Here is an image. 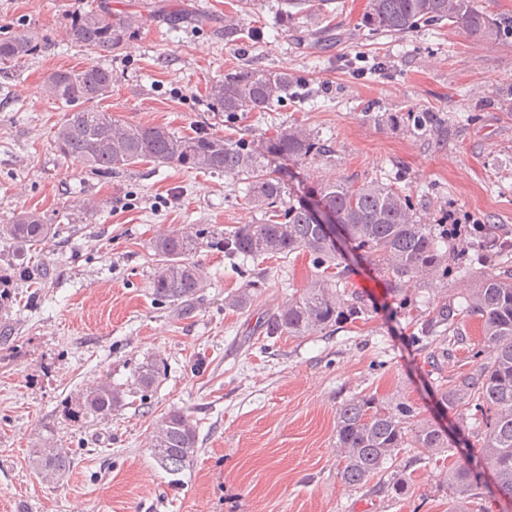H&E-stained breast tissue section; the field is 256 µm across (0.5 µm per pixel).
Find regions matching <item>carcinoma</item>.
<instances>
[{"instance_id":"carcinoma-1","label":"carcinoma","mask_w":512,"mask_h":512,"mask_svg":"<svg viewBox=\"0 0 512 512\" xmlns=\"http://www.w3.org/2000/svg\"><path fill=\"white\" fill-rule=\"evenodd\" d=\"M482 41L512 38V16L494 18L477 0H370L364 25L371 35L402 34L443 24ZM139 20L132 15H114L110 10L75 14L67 25L68 38L101 54L120 48L135 32ZM41 50L36 37L17 32L0 38V74ZM297 79L286 70L245 66L224 75L210 86L212 108L229 119L244 112H266L292 95ZM112 89V70L96 63L80 69L55 70L47 74L44 93L66 106L53 134L59 155L100 174L118 173L133 164H173L210 173H223L245 181L247 196L264 210L260 224H241L224 233V253L230 258L259 260L287 257L307 251L319 274L300 295L293 296L264 322L268 335L311 336L339 320H362L368 315L358 296L339 289L328 273L341 265L342 251L327 237L310 204L303 199L286 200L285 176L272 159L305 163L325 153L324 144L300 126H286L271 137L233 139L210 132L179 136L163 125L132 124L104 110L78 108ZM321 207L336 217L350 249L380 267L394 289L405 291L423 277L437 272L447 259L446 241L437 228L417 219L412 195L396 183L366 181L350 185L337 181L314 189ZM53 225L33 213L20 211L0 224V240L14 248V258L47 243ZM476 255L465 257L459 273L471 272L485 252L501 261L499 273L474 274L471 288L458 306L440 307L421 323L420 339L444 345L463 337L455 330L457 317H478L482 339L493 355L481 362L473 376L440 388V403L459 404L472 412L480 433L479 454L448 473L455 501L462 503L482 495L480 474L491 472L499 495L512 500V240H502L495 225H482ZM206 246L198 233L178 230L156 237L151 249L157 257L152 293L177 311H187L204 288L195 257ZM258 282L250 280L226 304L244 310L251 305ZM160 366L140 363L133 385L147 392L158 381ZM126 391L102 381L83 392L73 419H106L125 406ZM417 418L411 406L393 411L373 396H356L337 409L336 452L342 478L350 485H364L386 472L408 445L407 423ZM414 441L424 448L448 447V434L422 423L414 430ZM152 457L168 474L176 476L193 465L198 453L197 426L182 411H172L159 420L153 432ZM34 467L50 480L69 470L70 455L52 444L51 438L31 449Z\"/></svg>"}]
</instances>
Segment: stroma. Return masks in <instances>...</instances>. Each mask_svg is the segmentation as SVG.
Here are the masks:
<instances>
[{
    "label": "stroma",
    "mask_w": 512,
    "mask_h": 512,
    "mask_svg": "<svg viewBox=\"0 0 512 512\" xmlns=\"http://www.w3.org/2000/svg\"><path fill=\"white\" fill-rule=\"evenodd\" d=\"M108 2L140 24L104 56L65 35L67 18L99 0H0V37L24 29L46 44L0 77V224L33 210L56 230L25 276L0 241V274L13 280L11 311L0 316V512H448V471L461 463L468 432L457 411L439 405V383L474 371L481 324L461 321L463 341L444 351L417 348L413 336L417 319L456 302L470 277L404 295L352 259L346 280L362 293L366 319L269 337L265 319L314 280L312 257L241 265L209 246L197 256L204 288L181 314L154 298L151 240L177 228L216 237L263 211L221 173L143 162L96 175L62 158L52 135L64 108L42 83L95 61L111 69L112 89L93 108L131 123L247 139L300 125L329 150L291 166L295 192L397 174L423 223L489 219L512 239V39L478 41L448 26L371 38L362 26L369 0H316L290 15L282 0ZM168 12L191 19L173 30ZM228 16L239 29L232 39ZM246 65L288 70L296 94L232 120L212 112L210 85ZM368 107L379 120L365 117ZM421 111L447 117L443 147L413 133L409 115ZM254 279L249 308L226 306ZM146 360L164 369L151 391L128 392L111 418L67 419L82 390L102 379L127 388ZM365 394L416 408L446 430L447 451L412 443L367 485L345 483L336 411ZM172 410L191 416L199 439L194 464L175 476L149 450L156 422ZM46 437L72 458L50 482L28 462ZM400 477L403 496L390 489Z\"/></svg>",
    "instance_id": "35a3bbf8"
}]
</instances>
